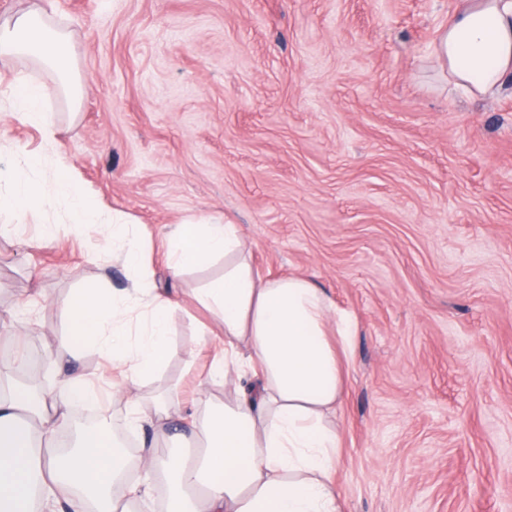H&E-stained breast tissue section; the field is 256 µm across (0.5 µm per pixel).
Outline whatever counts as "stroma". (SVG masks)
<instances>
[{
	"mask_svg": "<svg viewBox=\"0 0 512 512\" xmlns=\"http://www.w3.org/2000/svg\"><path fill=\"white\" fill-rule=\"evenodd\" d=\"M457 0H52L70 39L77 99L55 71L0 57V169L59 162L104 212L138 224L152 278L170 287L168 225H237L267 278L308 277L352 318L344 390L328 416L343 512H512V84L456 94L432 57ZM44 84L57 132L8 116L15 88ZM0 181V308H19L20 351L55 385L46 353L76 288L128 283L106 227L66 202L17 216ZM52 226L51 239L41 235ZM185 275L176 354L116 395L94 351L85 375L112 432L128 402L171 385L203 414L213 328ZM194 350L195 368L186 352Z\"/></svg>",
	"mask_w": 512,
	"mask_h": 512,
	"instance_id": "stroma-1",
	"label": "stroma"
}]
</instances>
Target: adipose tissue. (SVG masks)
<instances>
[{
	"instance_id": "adipose-tissue-1",
	"label": "adipose tissue",
	"mask_w": 512,
	"mask_h": 512,
	"mask_svg": "<svg viewBox=\"0 0 512 512\" xmlns=\"http://www.w3.org/2000/svg\"><path fill=\"white\" fill-rule=\"evenodd\" d=\"M26 53L67 63V37L39 9L0 23V55ZM434 55L448 81L467 97L495 95L512 83V0H462L439 30ZM45 87L24 83L13 98V115L55 131L43 104ZM66 199L75 225L106 224L108 244L131 273L118 291L80 288L64 300L68 332L50 355L81 361L95 350L112 362L114 392L162 369L174 351V295L149 280L140 235L123 215L94 209L65 170L52 188L16 177L13 206ZM223 261L222 275L194 289L219 328L207 381L231 386L233 396L205 418L183 416L179 388H171L143 424L160 432L183 419L200 453L195 463L161 455L143 445L129 461L105 424L80 431L62 451L59 434L71 424L70 407L97 397L80 374H69L47 394L35 395L14 380L23 357L0 362V512H117L115 486L130 500L148 499L164 486L177 512H341L336 491L335 431L326 423L343 392L338 342L351 336L348 317L332 309L309 279H266L254 267L236 225L213 218L174 225L168 270L178 280L191 269ZM252 373L240 385L242 368Z\"/></svg>"
}]
</instances>
